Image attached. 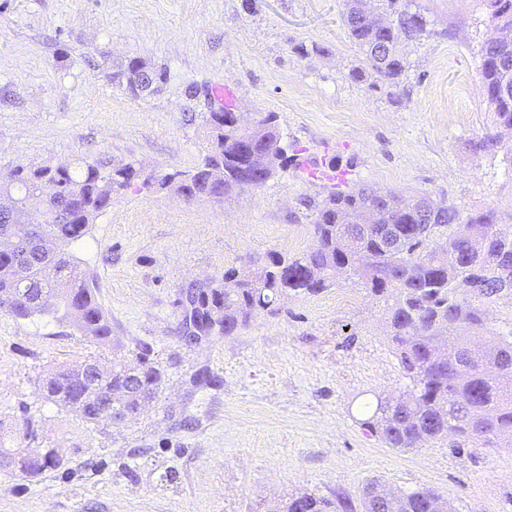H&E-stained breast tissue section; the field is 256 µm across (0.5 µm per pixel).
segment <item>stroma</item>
<instances>
[{"instance_id":"stroma-1","label":"stroma","mask_w":512,"mask_h":512,"mask_svg":"<svg viewBox=\"0 0 512 512\" xmlns=\"http://www.w3.org/2000/svg\"><path fill=\"white\" fill-rule=\"evenodd\" d=\"M343 2L0 0V179L97 156L147 176L193 169L224 86L244 122L275 115L290 158L219 202L144 187L113 197L71 246L109 315L106 344L50 317L0 315V437L29 447V418L63 456L31 481L0 470V512H267L302 492L345 494L362 512L373 480L434 490L453 512H512V451L448 439L398 452L364 426L366 403L411 381L386 304L357 280L290 298L230 336L182 331L191 286L313 246L310 205L325 183L310 172L331 160L349 185L443 199L463 216L492 209L512 231V133L495 152L469 148L492 128L484 0H409L430 33L402 45L396 86L366 66ZM131 58L164 72L156 91L119 86ZM142 351L163 380L136 420L88 425L39 394L53 369Z\"/></svg>"}]
</instances>
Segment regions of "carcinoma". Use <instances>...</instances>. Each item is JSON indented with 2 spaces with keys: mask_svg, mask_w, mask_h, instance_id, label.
<instances>
[{
  "mask_svg": "<svg viewBox=\"0 0 512 512\" xmlns=\"http://www.w3.org/2000/svg\"><path fill=\"white\" fill-rule=\"evenodd\" d=\"M343 24L366 61L383 80L396 86L405 70L399 46L428 33L425 17L401 0H380L392 25L375 27L365 19L367 0H344ZM493 29L512 28V0H485ZM481 77L488 111L496 132L474 140L475 154L498 148L500 131L512 133V44L486 40L481 46ZM137 59L115 75L134 88ZM224 124L209 129L210 150L192 170L153 178L154 191H175L189 198H211L224 190L261 187L267 177L243 179L254 168L252 151L288 155L273 114L256 123L251 142L240 141L235 110L211 112ZM128 162L115 165L107 157L82 159L74 165L19 167L11 183L0 188L22 201L19 210L39 206L42 222L29 230L17 214H0V232L18 237L26 260L15 252H0V297L23 301L0 313L15 320L52 317L70 323L96 342L111 336L107 313L98 302L90 276L70 251L90 224L112 206L113 195L136 182ZM427 209L422 220L420 208ZM459 230L450 233L448 228ZM313 232L318 247L298 256L268 254L266 265L254 272L231 269L207 287L187 291L195 304L199 329L212 330V314L224 311V335L229 336L259 312L277 314L291 296L316 295L331 287L338 276L356 277L369 293L389 304L387 327L398 362L412 386L393 402L376 403L366 427L390 448L408 450L449 436L481 445L512 447V328L491 332L486 327L488 305L512 296V234L503 233L492 210L461 218L454 205L419 196L404 200L366 186L346 190L332 187L314 207ZM366 261H357V252ZM318 270L321 276L313 277ZM73 372L60 367L48 373L40 386L43 397L74 413L84 423L97 425L98 394L124 387L117 402L124 418L132 420L146 402L156 398L162 382L160 369L146 355L137 364L113 361L112 370L92 380L89 388L72 392ZM61 465L56 459L38 467L21 458L15 471L36 478ZM444 498L433 490L400 492L390 498L362 501L365 512H433ZM351 500L298 493L276 501L268 512H349Z\"/></svg>",
  "mask_w": 512,
  "mask_h": 512,
  "instance_id": "cac0c4a2",
  "label": "carcinoma"
}]
</instances>
